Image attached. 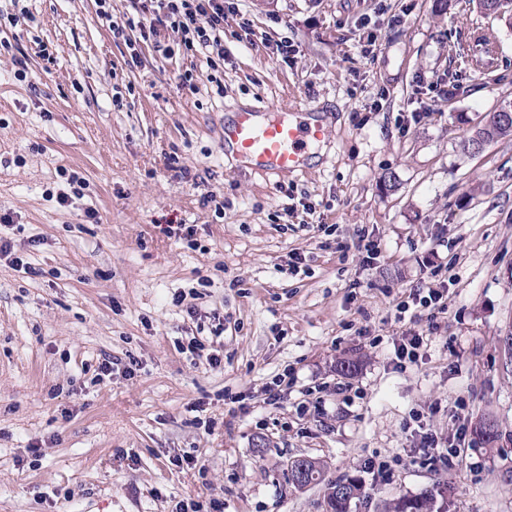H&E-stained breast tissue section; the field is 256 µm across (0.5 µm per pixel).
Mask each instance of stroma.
Listing matches in <instances>:
<instances>
[{
	"instance_id": "stroma-1",
	"label": "stroma",
	"mask_w": 512,
	"mask_h": 512,
	"mask_svg": "<svg viewBox=\"0 0 512 512\" xmlns=\"http://www.w3.org/2000/svg\"><path fill=\"white\" fill-rule=\"evenodd\" d=\"M236 2L220 90L172 33L113 38L140 0H112L106 17L98 0H25L29 17L0 25V213L14 217L0 236L37 270L0 262V512H172L218 493L224 512H325L323 486L288 481L298 456L365 484L350 512L442 481L439 512H512V138L460 150L512 100V28L471 0ZM477 31L495 42L481 73ZM187 70L195 89L179 86ZM245 102L324 111L317 161L240 171L224 123ZM283 184L315 203L310 223L282 218ZM180 223L197 225L196 245L166 234ZM362 231L373 255L355 247ZM425 284L445 313L414 304L415 321L396 320L397 299ZM192 288L200 312L230 316L220 367L179 348L192 323L173 297ZM413 331L419 357L398 364L393 342ZM108 355L134 374L95 382ZM287 366L295 384L265 405ZM485 418L491 444L475 433ZM426 435L459 443L451 468L413 459Z\"/></svg>"
}]
</instances>
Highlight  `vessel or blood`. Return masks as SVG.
<instances>
[{"label": "vessel or blood", "mask_w": 512, "mask_h": 512, "mask_svg": "<svg viewBox=\"0 0 512 512\" xmlns=\"http://www.w3.org/2000/svg\"><path fill=\"white\" fill-rule=\"evenodd\" d=\"M328 135L322 122L309 121L303 110L255 106L236 112L224 128V143L231 147L244 171L288 175L303 170L311 146Z\"/></svg>", "instance_id": "vessel-or-blood-1"}]
</instances>
